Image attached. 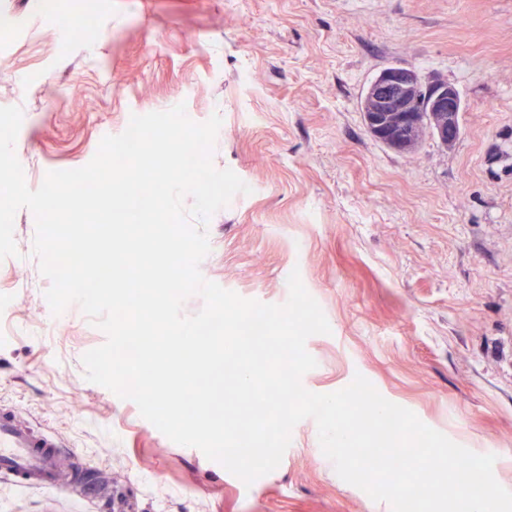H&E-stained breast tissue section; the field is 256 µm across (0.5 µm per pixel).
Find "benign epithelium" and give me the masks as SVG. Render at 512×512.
<instances>
[{
    "label": "benign epithelium",
    "instance_id": "benign-epithelium-1",
    "mask_svg": "<svg viewBox=\"0 0 512 512\" xmlns=\"http://www.w3.org/2000/svg\"><path fill=\"white\" fill-rule=\"evenodd\" d=\"M363 111L377 141L410 153L425 132L445 147L454 145L461 133L457 118L463 100L458 88L439 75L425 77L413 67L390 65L368 83Z\"/></svg>",
    "mask_w": 512,
    "mask_h": 512
}]
</instances>
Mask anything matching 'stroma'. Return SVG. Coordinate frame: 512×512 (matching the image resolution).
Listing matches in <instances>:
<instances>
[{"label": "stroma", "mask_w": 512, "mask_h": 512, "mask_svg": "<svg viewBox=\"0 0 512 512\" xmlns=\"http://www.w3.org/2000/svg\"><path fill=\"white\" fill-rule=\"evenodd\" d=\"M68 6L0 0V106L23 113L14 151L30 188L85 166L131 115L220 114L212 162L250 188L206 225L204 279L285 303L299 271L330 334L302 378L332 393L363 375L387 400L478 454L512 490V0H95L94 40ZM437 73L463 98L452 147L400 153L367 132L360 97L383 67ZM14 218L0 261V408L49 432L85 512H392L343 481L313 419L252 484L178 445L136 403L85 378L106 340L82 311L53 315ZM50 489L0 481V512H69Z\"/></svg>", "instance_id": "1"}]
</instances>
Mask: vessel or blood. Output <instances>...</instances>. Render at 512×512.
<instances>
[{"label":"vessel or blood","mask_w":512,"mask_h":512,"mask_svg":"<svg viewBox=\"0 0 512 512\" xmlns=\"http://www.w3.org/2000/svg\"><path fill=\"white\" fill-rule=\"evenodd\" d=\"M60 445L45 431L17 419L10 411L0 410V475L14 484L32 488H49L72 499L80 494L74 484L57 477Z\"/></svg>","instance_id":"vessel-or-blood-1"}]
</instances>
